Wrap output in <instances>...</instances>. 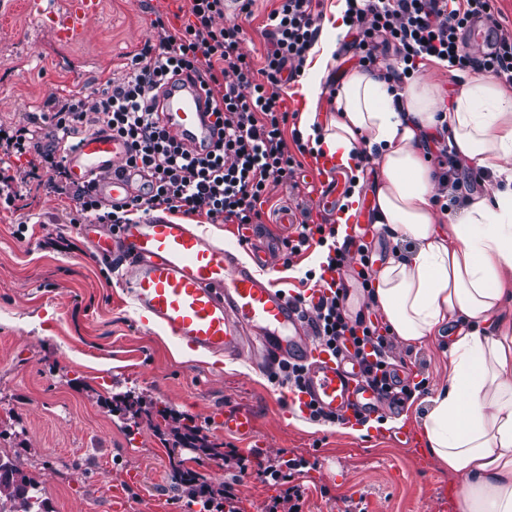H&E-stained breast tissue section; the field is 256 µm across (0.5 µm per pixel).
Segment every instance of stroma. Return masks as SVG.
I'll return each mask as SVG.
<instances>
[{
  "mask_svg": "<svg viewBox=\"0 0 512 512\" xmlns=\"http://www.w3.org/2000/svg\"><path fill=\"white\" fill-rule=\"evenodd\" d=\"M188 0H102V10L76 41L59 40L34 18L28 0H0V122L28 124L55 98L92 96L100 83L123 80L130 52L154 41L156 13L182 21L172 8ZM279 0H255L238 53L261 67L265 25ZM358 52L342 39L323 86L322 117L333 114L342 75L358 65ZM319 187L301 178L269 183L265 224L258 242L273 263L264 273L287 293L300 291L317 249L285 266L283 209L304 216ZM71 194L39 195L16 211L0 210V458L21 463L38 486L45 512H198L174 490L171 448L145 418L113 410L112 400L134 392L143 409L169 407L193 418L209 443L237 448L246 471L223 459L182 451L186 468L213 487L231 483L238 512H263L274 491L261 464L302 456L312 461L302 477L301 512H457L461 482L435 460L419 465L401 446L400 428L420 430L427 396L448 381L445 339L424 345L394 341L393 363L418 388L390 404L383 419L322 423L294 412L287 389L274 386L241 356L205 353L184 358V345L148 324L124 293L111 265L92 257L67 215ZM254 413L262 447L211 425L221 406Z\"/></svg>",
  "mask_w": 512,
  "mask_h": 512,
  "instance_id": "1",
  "label": "stroma"
}]
</instances>
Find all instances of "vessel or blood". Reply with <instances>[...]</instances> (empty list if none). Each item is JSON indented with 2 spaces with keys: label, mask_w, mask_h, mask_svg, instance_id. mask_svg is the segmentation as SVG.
<instances>
[{
  "label": "vessel or blood",
  "mask_w": 512,
  "mask_h": 512,
  "mask_svg": "<svg viewBox=\"0 0 512 512\" xmlns=\"http://www.w3.org/2000/svg\"><path fill=\"white\" fill-rule=\"evenodd\" d=\"M101 7L102 0H71L68 9L52 14L51 23L60 38L76 40ZM160 121L172 137L200 154L217 138L205 94L187 80L161 96ZM129 151L124 139L91 133L68 152L65 165L74 182L93 183L99 196L117 203L132 191L133 174L115 171ZM308 176L329 188L342 171L335 159L321 156ZM80 230L96 259L118 266L124 291L142 317L177 343L228 358L246 352L269 372L289 361L306 364L302 391L288 395L290 407L302 412L311 403L350 419L384 411V399L367 385L360 365L316 345L309 322L285 291L257 274V267L270 264L266 250L252 249L253 263L244 265L236 248L161 210L115 232L96 223ZM218 425L250 439L257 433L255 416L243 409L225 408Z\"/></svg>",
  "instance_id": "obj_1"
}]
</instances>
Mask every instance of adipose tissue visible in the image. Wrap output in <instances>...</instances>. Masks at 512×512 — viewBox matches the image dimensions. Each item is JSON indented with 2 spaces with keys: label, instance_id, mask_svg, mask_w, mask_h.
<instances>
[{
  "label": "adipose tissue",
  "instance_id": "ef3b65f1",
  "mask_svg": "<svg viewBox=\"0 0 512 512\" xmlns=\"http://www.w3.org/2000/svg\"><path fill=\"white\" fill-rule=\"evenodd\" d=\"M345 10L339 0L303 72V131L321 126L319 149L343 167L370 158L375 224L415 244L375 275L373 301L392 333L422 345L466 322L449 340L448 382L430 397L422 432L431 456L462 482L457 512H512V90L470 79L448 101L429 73L394 86L358 69L336 92L335 115L319 122ZM437 132L449 152L502 181L492 194L472 193L453 218L423 158Z\"/></svg>",
  "mask_w": 512,
  "mask_h": 512
}]
</instances>
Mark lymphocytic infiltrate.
<instances>
[{
    "label": "lymphocytic infiltrate",
    "instance_id": "f902f5d3",
    "mask_svg": "<svg viewBox=\"0 0 512 512\" xmlns=\"http://www.w3.org/2000/svg\"><path fill=\"white\" fill-rule=\"evenodd\" d=\"M494 0H348V33L360 52V65L385 68L387 79L403 82L420 61L434 58L458 69L493 73L512 84V35L493 33L491 52L474 58L462 36L482 17H492ZM224 0H189V17L179 30L156 18L155 42L129 54L122 82L105 81L94 102L78 92L48 101L47 112L31 116L29 125L0 123V208L11 210L23 199L14 188L7 163L30 153L34 188L63 193L69 185L67 152L84 135L97 131L124 138L128 157L118 173L135 169L147 178L145 189L122 203H112L78 186L69 221L82 224H126L136 214L154 209L206 218L211 224L240 225L262 221V197L269 182L293 178L296 159L283 136L289 113L278 93L286 78L298 77L318 36L313 0H282L268 17L270 48L261 72H253L237 54L242 27L223 23ZM196 77L211 102L221 136L212 150L197 155L170 137L160 123L158 93L168 81ZM326 249L318 272H306L323 293L316 305L304 294L293 302L311 312V325L321 347L339 353L354 349L368 357V372L383 375L392 366L389 327L350 315L345 307L343 272L358 264L363 288L371 286L367 246H337L332 224L300 226L286 238L288 255L310 244Z\"/></svg>",
    "mask_w": 512,
    "mask_h": 512
}]
</instances>
